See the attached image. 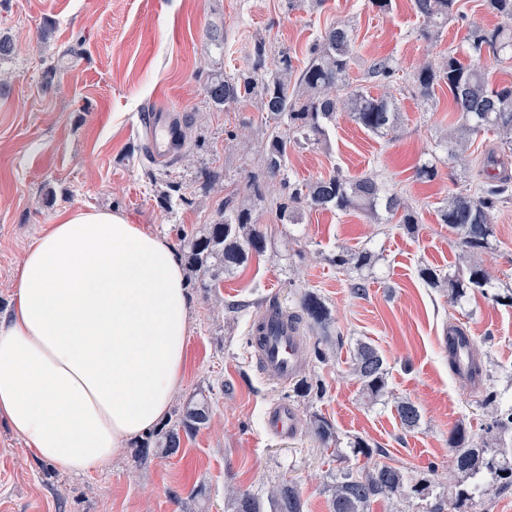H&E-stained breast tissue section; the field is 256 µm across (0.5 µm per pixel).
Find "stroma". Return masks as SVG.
I'll list each match as a JSON object with an SVG mask.
<instances>
[{
  "label": "stroma",
  "mask_w": 512,
  "mask_h": 512,
  "mask_svg": "<svg viewBox=\"0 0 512 512\" xmlns=\"http://www.w3.org/2000/svg\"><path fill=\"white\" fill-rule=\"evenodd\" d=\"M458 7L459 18L424 40L410 0H392L384 13L367 0H0V31L17 43L0 61V317L13 307L27 247L65 211L120 214L167 238L182 259L188 239L202 235L228 200L251 208L266 237L264 252L225 272L218 287H199L197 273H184L187 366L171 406L204 393L208 426L182 436L171 455L154 451L140 459L138 439L93 472L69 475L33 457L0 419V512H226L239 490L257 497L262 512H273L270 494L288 481L299 488L306 512H330L327 487L338 464L311 431L318 417L333 425L340 448L362 438L409 484L429 480L427 497L380 500L370 512H428L433 498L447 497L449 432L465 426L483 444L487 394L512 404V306L502 300L512 288V201L499 205L481 254L491 282L484 294L453 303L419 275L424 267H462L440 209L449 194L480 182L481 161L498 144L496 134L482 133L470 145L469 165L440 166L427 182L415 176L452 117L447 88H436L429 101L414 93L415 68L462 49L469 25L497 22L484 0H459ZM335 24L353 31L352 87L374 95L389 89L400 123L379 137L339 114L326 146L289 149L288 175L308 182L337 168L352 177L377 174L416 211L415 229L383 215L306 206L300 223H279L273 208L279 183L265 181L258 193L245 188L267 138L256 101L227 112L206 101L204 77L245 69L255 43L264 42L272 56L290 52L299 69L319 33ZM215 28L224 32L220 50L207 37ZM47 57L57 64L48 84ZM378 59L395 70L389 86L366 77ZM162 104L189 125L185 145L167 164L143 153L146 115ZM207 170L225 177L204 185ZM164 194L173 208L164 207ZM343 247L367 248L374 258L360 269H336L329 257ZM355 280L365 282L363 294L352 292ZM306 293L323 301L328 325L301 323L303 374L290 384L270 380L252 356L250 324L268 301L292 313ZM452 322L474 339L483 364L477 381L458 378L449 366L440 338ZM361 341L378 349L388 369L387 394L374 403L350 369ZM318 344L326 360L314 357ZM400 398L421 411L415 430L400 424L394 409ZM281 402L298 417L288 437L266 427L268 408Z\"/></svg>",
  "instance_id": "35a3bbf8"
}]
</instances>
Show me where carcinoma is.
<instances>
[{
	"label": "carcinoma",
	"mask_w": 512,
	"mask_h": 512,
	"mask_svg": "<svg viewBox=\"0 0 512 512\" xmlns=\"http://www.w3.org/2000/svg\"><path fill=\"white\" fill-rule=\"evenodd\" d=\"M456 4L457 0H412L415 14L423 22L420 37L430 40L439 33L457 14ZM485 5L502 23L492 29L478 25L468 28L466 54L477 60L485 55L496 58L512 53V0H485ZM354 44L353 34L346 26L328 27L310 47L307 63L294 84L288 81L295 72L290 54L281 52L273 71L262 43L254 47L247 69L206 77L203 88L212 109L225 112L250 100L260 104L268 127L263 173L279 180L282 188L276 202L277 221L282 224L299 223L303 203L339 212H373L381 208L392 217L399 216V223L408 227L418 223L416 212L405 207L374 176L351 179L334 171L305 184L295 183L288 177V145L315 146L327 141L342 107L348 110L352 121L373 134L387 136L397 128L399 111L392 95L373 96L359 89L347 92L343 99L336 95L337 88L348 85ZM368 75L384 82L393 77L394 70L389 60L381 59L370 65ZM413 83L418 96L426 101L434 95L435 87L448 86L452 110L457 114V121L448 132V163H467L462 144L473 136L492 130L500 138V149L484 160L486 178L481 181L479 192H457L440 210L441 222L455 234L461 253L480 252L492 235L497 205L512 198V178L497 172L504 161L503 154L512 153V83L489 81L477 64L462 61L453 50L448 51L440 66L424 64L416 69ZM188 247L191 267L202 274L199 287L211 288L224 279V273L247 263L250 256L263 253L265 236L255 224L250 208L227 201L208 231L191 240ZM369 259L370 255L363 250H342L329 257L338 269L363 266ZM420 276L433 288L448 283L453 301L489 283L486 270L479 264L470 265L465 273L457 276L442 275L425 267ZM294 316L300 322L323 326L327 310L320 298L305 293ZM352 366L365 394L371 398L383 395L387 369L375 347L359 344ZM395 411L405 429L412 430L419 425L421 413L414 402L401 400ZM210 417L205 398L189 400L177 411L172 426L156 432L159 447L170 454L176 452L181 443L180 433L198 432L209 424ZM312 432L326 446L335 442L333 427L323 419L313 420ZM486 434L490 440L481 448L473 447L471 436L462 425L448 434V447L454 450V485L449 495L456 512H466L480 503L490 487L501 491L512 489V405H497L492 409ZM428 489L425 482L408 486L401 469L376 461L356 475L340 473L330 488V504L332 512H367L378 500L403 497L409 492L423 496ZM272 498L275 512H304L302 496L291 483L278 486ZM231 510L261 512L256 498L246 491L231 498Z\"/></svg>",
	"instance_id": "cac0c4a2"
}]
</instances>
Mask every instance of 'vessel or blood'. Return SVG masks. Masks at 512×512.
I'll use <instances>...</instances> for the list:
<instances>
[{"mask_svg": "<svg viewBox=\"0 0 512 512\" xmlns=\"http://www.w3.org/2000/svg\"><path fill=\"white\" fill-rule=\"evenodd\" d=\"M182 131L179 113H153L146 129L153 159L173 157L180 146ZM251 348L255 363L264 375L283 382L301 376L305 362L303 338L298 324L282 307L268 305L254 319ZM267 425L275 434L288 436L297 430V415L288 404H278L270 408Z\"/></svg>", "mask_w": 512, "mask_h": 512, "instance_id": "b4317fda", "label": "vessel or blood"}]
</instances>
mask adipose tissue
Wrapping results in <instances>:
<instances>
[{
  "instance_id": "ef3b65f1",
  "label": "adipose tissue",
  "mask_w": 512,
  "mask_h": 512,
  "mask_svg": "<svg viewBox=\"0 0 512 512\" xmlns=\"http://www.w3.org/2000/svg\"><path fill=\"white\" fill-rule=\"evenodd\" d=\"M188 318L165 238L108 211L62 214L27 249L0 320V418L35 457L91 471L166 417Z\"/></svg>"
}]
</instances>
